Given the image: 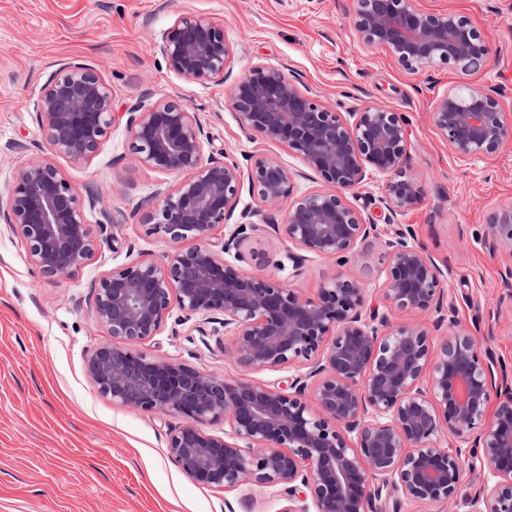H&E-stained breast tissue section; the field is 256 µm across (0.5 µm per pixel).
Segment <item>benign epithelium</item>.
<instances>
[{"mask_svg": "<svg viewBox=\"0 0 512 512\" xmlns=\"http://www.w3.org/2000/svg\"><path fill=\"white\" fill-rule=\"evenodd\" d=\"M353 23L364 46L386 50L411 71L488 63L486 36L449 9L357 0ZM154 48L170 72L200 83L224 77L232 56L224 25L196 16L177 19ZM227 99L246 134L301 156L321 188L298 191L299 174L275 156H252L245 168L205 156L204 127L182 104L130 106L132 158L179 177L140 204L151 232L171 249L91 284L94 320L112 341L86 358L90 382L114 404L182 418L167 448L191 479L226 491L277 488L285 512L449 506L474 459L489 464L494 481L474 495L472 512H512V389L497 383L482 337L443 334L453 326L443 314L445 274L414 243L411 226L397 225L384 241L382 299L406 315L396 323L369 304L363 283L340 274L305 296L245 269L252 256L242 243L262 235L288 240L285 259L296 276L310 256L345 263L380 236L348 199L374 174L385 177L390 214L416 208L424 190L403 175L405 118L379 103L345 116L262 62L232 82ZM34 110L50 154L73 158L96 155L114 120L112 90L84 63L57 71ZM431 121L462 161L489 158L512 142V119L480 86L448 89ZM245 185L262 209L237 211ZM0 222L24 240L33 272L49 281L78 275L103 244L118 243L107 228L120 227L114 218L93 235L82 198L48 157L15 168ZM220 226L229 230L215 242ZM488 227L491 246L512 248V204L493 208ZM197 317L231 333L233 355L246 368L290 374L270 386L131 349L171 320L179 326ZM218 420L224 435L204 429ZM446 434L457 441L453 451L441 445Z\"/></svg>", "mask_w": 512, "mask_h": 512, "instance_id": "7a95c632", "label": "benign epithelium"}]
</instances>
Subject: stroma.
<instances>
[{
  "label": "stroma",
  "instance_id": "1",
  "mask_svg": "<svg viewBox=\"0 0 512 512\" xmlns=\"http://www.w3.org/2000/svg\"><path fill=\"white\" fill-rule=\"evenodd\" d=\"M416 4L453 10L485 33L487 65L412 73L385 50L359 43L356 0H0V191L17 165L41 155L45 140L33 103L68 62L99 70L112 90L114 111L135 99L148 107L182 103L205 128V153L225 154L243 166L251 156L272 154L302 172L299 191L317 190V176L307 173L299 155L242 131L227 101L228 82L178 77L151 52L150 41L177 18H209L223 24L233 48L231 75L264 62L296 76L337 111L380 102L401 113L409 130L404 172L424 189L418 207L394 216L385 207L382 176L350 194L351 204L376 220L381 237L361 244L345 265L311 257L294 278L279 265L287 241L256 237L243 245L258 254L250 271L290 279L308 295L338 271L374 289L384 280L383 238L393 224L412 225L416 243L447 276L444 305L457 330L479 331L512 375V297L502 281L512 249L492 250L484 243L490 210L512 204V142L492 159L463 162L430 119L437 96L471 84L495 91L512 114V0ZM54 161L78 193L104 188L100 205L86 209V222L97 229L102 211L113 212L123 221L117 230L122 246L103 247L78 276L55 283L38 280L24 243L0 232V512H286L287 500L274 489L227 494L190 479L167 448L180 417L113 404L88 380V354L109 339L93 323L90 283L130 258H157L169 249L138 210L161 176L130 157L121 120L95 156L58 155ZM137 349L226 378L246 375L275 384L283 377L279 371L245 372L229 349L202 335L192 321Z\"/></svg>",
  "mask_w": 512,
  "mask_h": 512
}]
</instances>
